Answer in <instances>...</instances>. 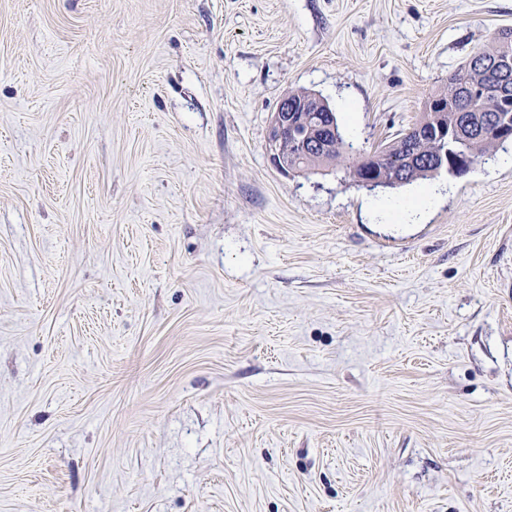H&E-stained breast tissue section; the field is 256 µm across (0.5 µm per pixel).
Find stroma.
<instances>
[{
  "mask_svg": "<svg viewBox=\"0 0 512 512\" xmlns=\"http://www.w3.org/2000/svg\"><path fill=\"white\" fill-rule=\"evenodd\" d=\"M512 0H0V512H512V166L415 224L353 154ZM297 96L311 98L317 104V107H319V109H315V112H306V100L288 98H295ZM288 97L283 98L279 102L276 111L273 113L272 121L270 124L269 142L272 145L271 151L273 153L271 157L274 163L283 171H288L289 168L291 169V167L288 165V161L291 164L295 165L294 168L296 169L312 170L316 169L317 167L324 163L334 162L337 159L341 158L343 156L346 143L344 139L341 138V135L339 133L340 126L338 123L336 113L334 114V123L333 114L331 113L333 111H327V107L329 106L326 103H324L323 100L314 97L307 91H297L288 94ZM323 111H327L328 116L326 117L324 115L322 119L318 121V124L316 126L309 128L307 127L304 130L298 129L300 121L294 120L304 118L307 124H313L324 113ZM293 112L303 113H298V115H296L293 120ZM325 131L331 132L334 134V136H336V141H331L333 148L331 149V146L327 147L331 149L327 154V159H319V157L316 156L314 153L310 154L304 152L308 148L319 147V145L322 144V140L320 139L318 132H322L323 139L325 137ZM328 132L325 133L327 136L330 135ZM288 136L291 139H294L295 142H297V144L304 151H302L300 148H297L296 146H292L291 143L288 141H285L280 144V150L284 154H288V157L284 156L280 151H276L275 145L282 142L284 139L288 138ZM435 196L434 189L423 188L412 203L376 202L371 204V208L377 219L387 223H408L419 219L433 205Z\"/></svg>",
  "mask_w": 512,
  "mask_h": 512,
  "instance_id": "35a3bbf8",
  "label": "stroma"
}]
</instances>
